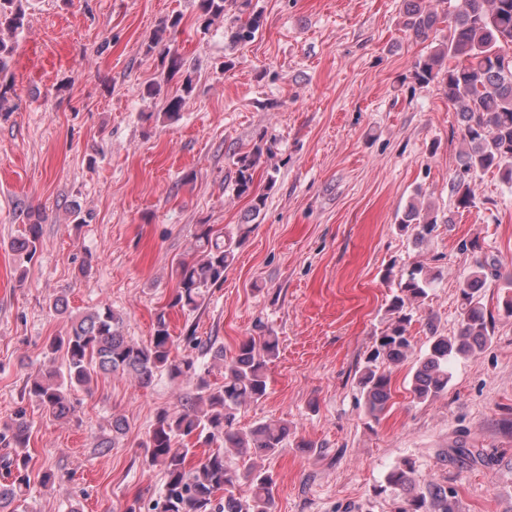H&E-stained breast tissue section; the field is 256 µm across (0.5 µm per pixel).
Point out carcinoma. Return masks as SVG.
<instances>
[{
    "label": "carcinoma",
    "instance_id": "carcinoma-1",
    "mask_svg": "<svg viewBox=\"0 0 512 512\" xmlns=\"http://www.w3.org/2000/svg\"><path fill=\"white\" fill-rule=\"evenodd\" d=\"M251 0H198L197 20L204 27L227 14L232 7H247ZM403 27L417 40L425 42L438 37V42L414 63L411 77L424 87L440 86L452 103L460 120L462 150L459 170L448 182V194L456 208L474 206L470 188L473 175L495 170L501 180L512 184V0H456L454 10H440L444 0H404ZM22 0H0V31L15 33L24 26ZM447 24L442 33L441 24ZM181 24L175 15L161 23L160 32L144 43V53L155 52L162 33ZM261 26L258 15L247 20L234 19L227 31L231 45L252 41ZM167 62V77L172 78L185 66L177 49L166 46L160 51ZM193 89V78L186 75L183 94L166 102L164 116L172 120L179 115L185 96ZM272 146H256L238 155L232 179L237 195H248L253 187V174L263 153ZM416 191L398 221L401 232H413L415 241L430 236L439 224L451 218L425 206ZM252 226L241 224L236 233L218 231L209 224L200 225L194 236L198 257L183 262L176 269L177 288L172 305L194 313L207 299L209 289L224 283V272L231 265L235 250L244 242ZM41 224L35 219L13 240V249L30 259L40 245ZM487 260H475V268L460 282L458 330L444 335L434 326L424 357L415 368L411 392L422 402L434 399L448 390V364L457 357L475 356L483 351L493 336L494 316L483 303L487 282ZM436 275L420 263L401 270L397 293L387 310L385 327L376 336L365 357L356 385L367 416L377 420L391 399V377L385 365L404 361L411 350L410 327L413 305L421 304L434 285ZM49 308L59 315L70 316V328L63 336H54L46 345L44 361L25 381L24 394L42 411L62 419L72 410L71 392L91 389L100 375L128 374L142 384L165 373L195 385L196 394L186 399L181 410L158 413L155 423L140 443L143 462L159 470L164 477L163 491L151 512H273L274 479L267 471L252 464L231 467L224 449L233 448L241 459L251 455H274L288 443L290 429L284 422L261 423L248 430L234 427L236 413L250 402H258L267 394L268 365L279 356V337L273 330L259 326V335L243 340L234 357L224 359V346L202 343L195 336L186 340L198 354L172 356L177 347L164 313L157 314L152 339L140 345L125 336L122 317L109 306L71 316L65 296L55 297ZM210 357L211 364L224 368V382L212 385L210 369L199 361ZM127 431L122 418H114L110 435L98 439L96 447L109 451ZM30 426L24 414L0 426V445L15 449L14 457L0 459V468L8 480L0 483V512H31L28 494L31 478L26 454ZM214 446L216 450L199 457L196 448ZM456 459L482 461L480 448L465 442L448 449ZM243 480L251 486V494L240 499L228 493ZM386 484L400 497L398 512H456L457 490L452 486L432 484L416 488L413 469L404 462L393 467ZM227 492L224 498L219 492Z\"/></svg>",
    "mask_w": 512,
    "mask_h": 512
}]
</instances>
